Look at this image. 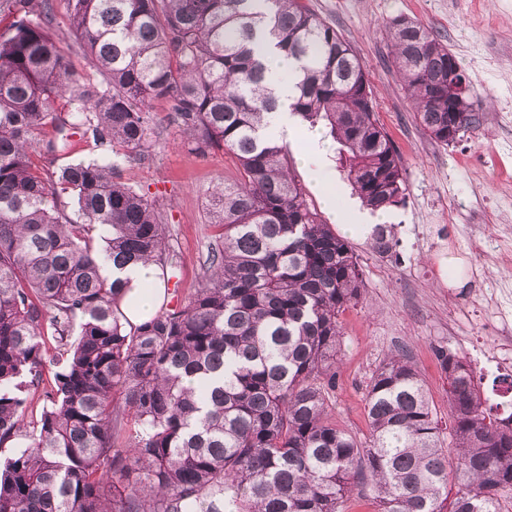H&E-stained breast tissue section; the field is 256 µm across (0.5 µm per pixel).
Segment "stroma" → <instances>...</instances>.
Masks as SVG:
<instances>
[{
    "mask_svg": "<svg viewBox=\"0 0 512 512\" xmlns=\"http://www.w3.org/2000/svg\"><path fill=\"white\" fill-rule=\"evenodd\" d=\"M336 27L363 62L375 93L376 117L398 149L405 169L402 205L387 209L398 244L394 253L373 250L369 237L346 234L365 284L364 302L340 316L342 351L336 365L333 404L337 422L366 440L367 386L374 371L398 351L418 368L442 432L448 457V382L434 350L448 347L469 357L473 346L512 336V0H306ZM57 47L74 78L93 71L66 24L65 0H54ZM417 20L454 54L471 89L482 98L477 128L443 145L416 122L411 100L391 64L386 28L395 18ZM163 120L144 160L121 163L124 183L162 200L170 242L179 256L168 284L172 299L195 288L216 229L207 217L212 188L237 176L235 159L217 152L189 155L183 132L153 104ZM309 146L289 145V166L310 207L322 203L313 180L329 169L345 197L353 191L337 159L327 167L303 163Z\"/></svg>",
    "mask_w": 512,
    "mask_h": 512,
    "instance_id": "stroma-1",
    "label": "stroma"
}]
</instances>
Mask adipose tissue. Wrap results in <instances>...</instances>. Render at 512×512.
Instances as JSON below:
<instances>
[{"label": "adipose tissue", "instance_id": "1", "mask_svg": "<svg viewBox=\"0 0 512 512\" xmlns=\"http://www.w3.org/2000/svg\"><path fill=\"white\" fill-rule=\"evenodd\" d=\"M264 55L268 68L267 77L279 100V106L269 115L263 135L279 143L290 142L298 134L296 120L288 108L294 89L292 83L284 82L283 77L285 73L293 70L295 63L293 59L269 48L265 49ZM314 188L324 207L350 232L368 234L372 225L385 219L382 212L372 213L353 204H341L336 186L330 181L316 180ZM102 273L106 277H116L125 282L126 291L120 301V310L131 325L137 326L149 320L160 310L167 298V290L155 264H138L121 270L107 265Z\"/></svg>", "mask_w": 512, "mask_h": 512}]
</instances>
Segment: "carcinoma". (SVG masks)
Segmentation results:
<instances>
[{"label":"carcinoma","instance_id":"cac0c4a2","mask_svg":"<svg viewBox=\"0 0 512 512\" xmlns=\"http://www.w3.org/2000/svg\"><path fill=\"white\" fill-rule=\"evenodd\" d=\"M6 4L0 512H346L367 486L377 512H499L512 494V427L490 417L471 366L447 348L435 356L455 465L401 353L371 378L368 439L336 423L339 316L362 302V274L307 204L288 144L260 136L278 99L259 53L267 42L295 60L292 115L327 129L362 206L386 210L405 198L401 156L336 28L305 0H67L68 29L96 73L79 81L56 46L53 0ZM388 39L432 139L480 124L459 66L465 90L448 99L454 55L436 34L399 17ZM158 99L171 102L189 153H229L238 174L209 196L219 233L197 287L128 328L124 283L103 263L177 268L162 205L117 175L118 159L144 158ZM75 133L115 160L46 170ZM371 241L383 254L397 244L387 225Z\"/></svg>","mask_w":512,"mask_h":512}]
</instances>
